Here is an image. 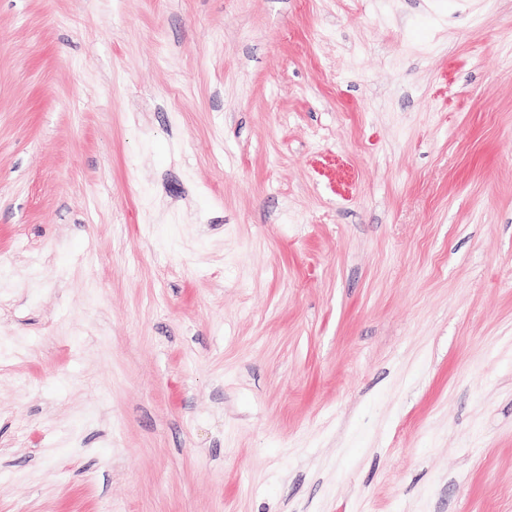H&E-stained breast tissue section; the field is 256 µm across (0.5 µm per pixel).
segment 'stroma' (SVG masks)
<instances>
[{
    "label": "stroma",
    "mask_w": 512,
    "mask_h": 512,
    "mask_svg": "<svg viewBox=\"0 0 512 512\" xmlns=\"http://www.w3.org/2000/svg\"><path fill=\"white\" fill-rule=\"evenodd\" d=\"M0 512H512V0H0Z\"/></svg>",
    "instance_id": "1"
}]
</instances>
